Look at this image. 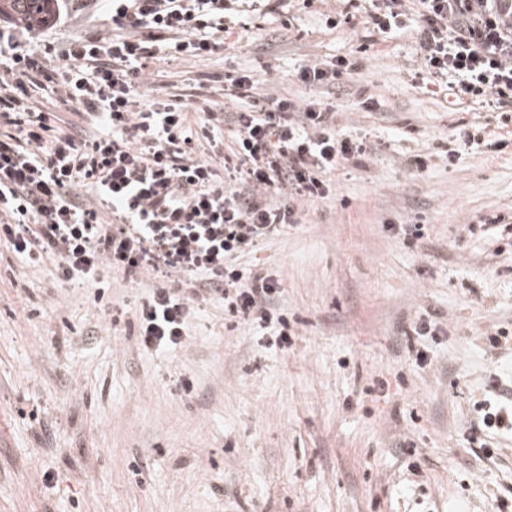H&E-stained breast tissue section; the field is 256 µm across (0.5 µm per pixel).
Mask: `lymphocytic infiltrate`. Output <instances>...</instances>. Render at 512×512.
<instances>
[{"mask_svg":"<svg viewBox=\"0 0 512 512\" xmlns=\"http://www.w3.org/2000/svg\"><path fill=\"white\" fill-rule=\"evenodd\" d=\"M237 0H111L107 34L70 38L54 56L0 31V242L26 261H54L68 283L104 268L160 283L136 314L146 351L181 345L197 299L290 343L272 301L279 280L241 264L297 223L302 205L336 190L339 167L369 154L366 137H339L332 105L346 58L303 64L315 99L261 97L258 78H232V109L180 95L144 98L159 54L203 60L224 47ZM416 15L419 75L452 105L482 101L512 112V0H373L375 31ZM59 79L62 118L31 96ZM206 139L210 156L196 158Z\"/></svg>","mask_w":512,"mask_h":512,"instance_id":"1","label":"lymphocytic infiltrate"}]
</instances>
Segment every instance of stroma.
I'll use <instances>...</instances> for the list:
<instances>
[{
    "label": "stroma",
    "instance_id": "35a3bbf8",
    "mask_svg": "<svg viewBox=\"0 0 512 512\" xmlns=\"http://www.w3.org/2000/svg\"><path fill=\"white\" fill-rule=\"evenodd\" d=\"M341 9L261 5L208 60L152 66L159 92L247 73L269 96L304 99L301 64L350 63L336 130L371 137V154L242 260L280 279L288 349L213 300L183 346L144 351L136 312L151 281L108 270L75 288L0 244V512H512V435L481 431L473 408L512 383V349L488 341L512 331V249L495 254L498 230H464L512 214V123L423 85L408 30L360 16L330 28ZM108 12L61 0L46 27L0 29L58 47L106 32ZM369 96L379 111H364ZM464 125L484 143L457 140ZM403 224L426 231L407 239ZM428 316L444 334L403 335Z\"/></svg>",
    "mask_w": 512,
    "mask_h": 512
}]
</instances>
